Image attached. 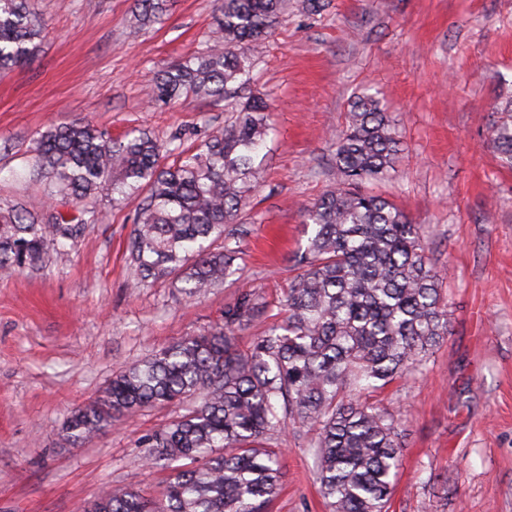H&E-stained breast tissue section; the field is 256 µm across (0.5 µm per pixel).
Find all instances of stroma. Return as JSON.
Returning <instances> with one entry per match:
<instances>
[{
  "instance_id": "35a3bbf8",
  "label": "stroma",
  "mask_w": 512,
  "mask_h": 512,
  "mask_svg": "<svg viewBox=\"0 0 512 512\" xmlns=\"http://www.w3.org/2000/svg\"><path fill=\"white\" fill-rule=\"evenodd\" d=\"M287 0L253 68L273 104L263 183L242 219L244 272L184 299L174 280L135 287L127 245L138 205L110 194L42 267L0 277V512H80L105 488L160 499L168 469L142 440L185 413L154 404L93 441L67 445L61 427L113 375L224 321L239 294L269 304L237 337L251 345L277 320L305 245L300 207L338 177L332 134L352 94L380 91L403 144L397 170L364 191L423 225L442 278L448 334L424 370L371 394L394 414L403 444L389 512H512V168L489 141L512 96V0ZM221 0H168L143 28L137 0H31L47 29L36 58L0 72V202L41 212L47 185L26 172L49 125L87 120L111 136L142 129L195 145L222 127L223 104L190 97L151 106L172 64L206 50ZM282 489L267 512H330L314 481L305 432L288 429Z\"/></svg>"
}]
</instances>
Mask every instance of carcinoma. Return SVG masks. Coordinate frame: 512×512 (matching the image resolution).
<instances>
[{
  "mask_svg": "<svg viewBox=\"0 0 512 512\" xmlns=\"http://www.w3.org/2000/svg\"><path fill=\"white\" fill-rule=\"evenodd\" d=\"M284 8L285 0H221L212 45L158 77L154 104L192 95L232 113L200 144H160L140 130L114 139L84 120L39 134L31 176L52 182L62 198L141 197L128 245L136 285L172 276L193 299L242 271L234 224L261 184L269 135L270 105L250 90L252 71ZM166 11L167 0H140L139 22L159 24ZM42 42L28 0H0V72L30 63ZM500 112L490 142L512 166V99ZM334 146L339 181L302 208L311 234L284 295V319L239 349L234 336L268 308L242 293L223 324L122 370L64 422L63 439L80 446L146 406L195 399L143 443L148 464L171 469L162 497L149 502L131 486L112 487L84 512H264L283 455L267 441L287 427L313 434L314 475L331 512H389L401 465L398 422L363 393L421 369L448 335V312L422 225L360 190L394 170L401 154L377 94L353 97ZM87 214L0 205V274L39 266L48 242L72 239Z\"/></svg>",
  "mask_w": 512,
  "mask_h": 512,
  "instance_id": "carcinoma-1",
  "label": "carcinoma"
}]
</instances>
